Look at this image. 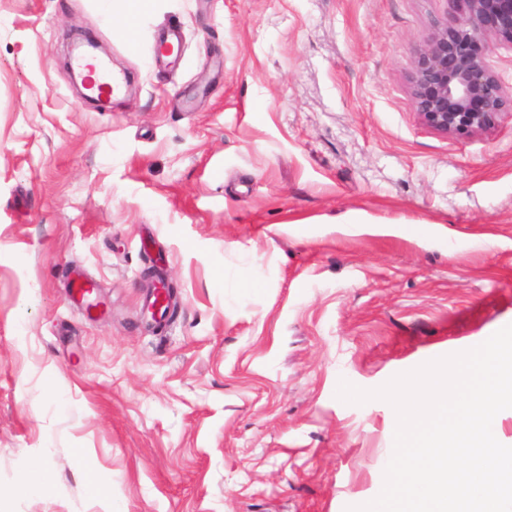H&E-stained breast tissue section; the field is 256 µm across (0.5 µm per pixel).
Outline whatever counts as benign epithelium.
<instances>
[{
	"label": "benign epithelium",
	"mask_w": 512,
	"mask_h": 512,
	"mask_svg": "<svg viewBox=\"0 0 512 512\" xmlns=\"http://www.w3.org/2000/svg\"><path fill=\"white\" fill-rule=\"evenodd\" d=\"M449 25L424 41L411 74V93L421 121L446 135L490 128L512 98L488 69L484 51L493 41L512 44V0H454ZM156 311L170 305V287H153Z\"/></svg>",
	"instance_id": "7a95c632"
}]
</instances>
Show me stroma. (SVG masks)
Returning <instances> with one entry per match:
<instances>
[{
  "instance_id": "stroma-1",
  "label": "stroma",
  "mask_w": 512,
  "mask_h": 512,
  "mask_svg": "<svg viewBox=\"0 0 512 512\" xmlns=\"http://www.w3.org/2000/svg\"><path fill=\"white\" fill-rule=\"evenodd\" d=\"M452 0H0V512H345L371 390L512 324V111L444 135L410 73ZM182 43L156 53L165 26ZM128 81L100 108L68 45ZM161 265L166 322L148 311ZM81 271L103 310L68 293ZM48 487L24 494L33 459Z\"/></svg>"
}]
</instances>
